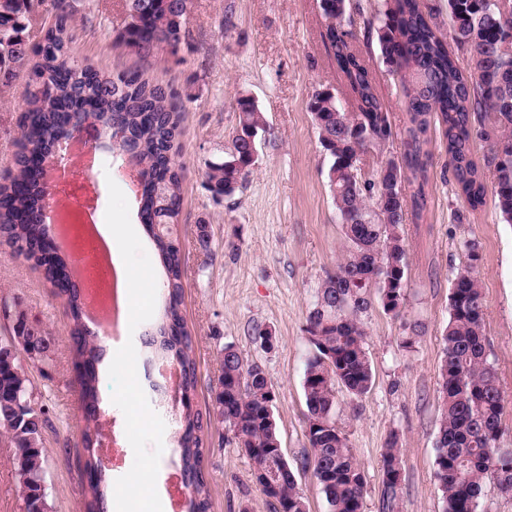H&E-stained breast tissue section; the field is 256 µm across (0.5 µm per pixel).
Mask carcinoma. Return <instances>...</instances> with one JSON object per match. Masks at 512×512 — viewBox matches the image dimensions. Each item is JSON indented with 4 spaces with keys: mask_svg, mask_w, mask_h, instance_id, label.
Here are the masks:
<instances>
[{
    "mask_svg": "<svg viewBox=\"0 0 512 512\" xmlns=\"http://www.w3.org/2000/svg\"><path fill=\"white\" fill-rule=\"evenodd\" d=\"M5 0L0 5V87L25 77L27 96L21 113L10 183L0 185V243L18 256L36 259L46 281L66 300L70 338L79 372L83 440L89 458L85 512H102L101 464L93 448L98 442L100 381L98 346L86 336L80 294L66 275V259L43 257L49 238L45 174L34 168L69 137L66 112H90L106 132L119 130L131 145L141 168V215L155 243L166 274V298L157 358L179 366L180 392L187 403L178 438L181 478L189 490L187 512H210V494L202 467L203 415L188 402L197 389L193 340L182 312L185 262L172 233L156 225L174 226L182 207L183 167L176 161L181 135L180 112L173 94L150 84L138 72L116 76L84 64L70 54L69 24L83 0ZM186 0H126V20L114 42L138 47L148 57L165 45L176 50L186 32ZM447 0L448 37L469 53L467 67L448 50L433 13L419 0H384L377 37L384 63L400 78L407 99L403 162H387L380 185L362 183L354 172L362 155L392 135L384 104L372 77L352 50V34L344 29L347 0H320L328 25L327 40L336 63L356 95V111H345L329 88L315 90L309 108L319 129L322 148L330 157L329 186L341 218L345 258L327 275L307 318V333L318 337L307 358L303 391L309 419L320 426L306 433L311 449L307 464L325 495L326 512H362L365 477L334 414L337 390L361 397L371 389L374 373L366 348L362 317L378 300L385 313L400 316L405 302L407 255L402 236L405 212L420 214L425 205L424 182L431 153L424 149L431 120L443 128L454 180L472 207L482 204L485 172L494 179V195L504 221L512 225V53L501 51L512 40V0ZM55 23L36 43L30 28L41 13ZM238 127L231 154L208 166L205 186L216 199L238 185L255 165L252 142L266 131L255 102L236 99ZM482 125L491 141L484 164L471 156V126ZM418 183L409 196L403 183ZM468 263L451 288L450 318L440 365L435 478L443 512H484L482 499L490 485L512 497V448H502L501 415L505 406L496 371L488 360L483 331L485 305L476 273L477 247L465 244ZM8 336L20 347L15 353L0 341V436L15 448L12 464L18 479L23 512H50L45 487L44 430L49 425L38 407L33 384L21 359L33 365L51 360L54 337L30 320L20 303H3ZM214 412L225 427L235 426L237 447L246 451L252 474H276L275 486L258 482L270 499L288 502V512H309L295 473L278 451V431L267 423L273 404L266 376L252 372L239 355L220 361ZM402 466L397 436L382 454V512H398Z\"/></svg>",
    "mask_w": 512,
    "mask_h": 512,
    "instance_id": "cac0c4a2",
    "label": "carcinoma"
}]
</instances>
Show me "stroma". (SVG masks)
I'll return each mask as SVG.
<instances>
[{
	"label": "stroma",
	"mask_w": 512,
	"mask_h": 512,
	"mask_svg": "<svg viewBox=\"0 0 512 512\" xmlns=\"http://www.w3.org/2000/svg\"><path fill=\"white\" fill-rule=\"evenodd\" d=\"M352 45L368 67L385 105L392 135L367 156L361 175L377 179L381 166L400 160L407 99L396 75L383 63L376 28L380 0H350ZM232 26H225V19ZM124 21L123 0H91L71 25V54L95 69L139 72L173 92L181 111L185 169L183 206L176 226L185 264L182 306L195 344L197 390L193 409L213 405L219 357L234 344L245 362L260 363L276 394L274 414L282 446L310 512H325L322 489L311 468L302 390L310 344L307 318L328 274L341 259L342 226L328 183L329 160L309 110L315 88L333 89L350 107L348 88L337 71L324 32L319 0H191L187 35L177 51L162 47L149 60L116 46ZM26 84L17 80L0 92V184L7 183L16 151ZM252 97L266 120L259 160L235 192L214 201L205 187L208 163L232 150L238 125L235 100ZM432 160L421 215H407L403 237L408 267L401 316L373 304L364 318L366 347L374 367L371 390L355 398L339 393L335 413L366 481L363 512H380L381 456L391 435L402 444L400 512H442L434 477L441 413L439 368L454 278L467 263L465 245L475 242L478 279L485 300L484 334L489 360L506 402L501 445L512 448V226L505 224L493 193L471 208L457 192L439 124H431ZM90 174L98 187L99 225L124 231L120 256L129 316L119 338L102 330L91 336L110 347L113 364H100V394L108 413L103 441L113 422L126 423L129 450L122 470L103 464L105 484L123 494L122 512H168L165 478L179 470L177 428L180 396L153 387L160 378L146 364L142 339L164 298L163 275L137 217L136 187L125 164L106 149ZM209 226L210 252L196 246L198 223ZM21 300L30 318L55 339L52 361L28 366L39 405L52 426L45 434V484L51 512H84L86 452L80 386L69 337L70 316L34 262L0 244V300ZM270 330L274 346L255 341ZM411 347H403V338ZM203 469L211 512H268L251 475L249 459L220 420L203 433Z\"/></svg>",
	"instance_id": "stroma-1"
}]
</instances>
